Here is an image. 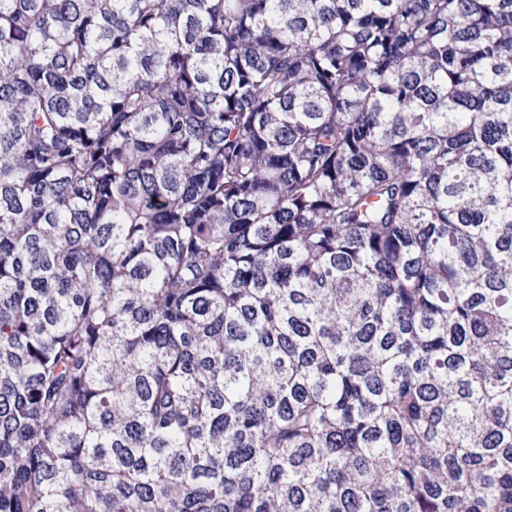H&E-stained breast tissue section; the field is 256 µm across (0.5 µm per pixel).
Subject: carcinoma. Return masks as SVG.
Segmentation results:
<instances>
[{
    "instance_id": "obj_1",
    "label": "carcinoma",
    "mask_w": 512,
    "mask_h": 512,
    "mask_svg": "<svg viewBox=\"0 0 512 512\" xmlns=\"http://www.w3.org/2000/svg\"><path fill=\"white\" fill-rule=\"evenodd\" d=\"M0 512H512V0H0Z\"/></svg>"
}]
</instances>
